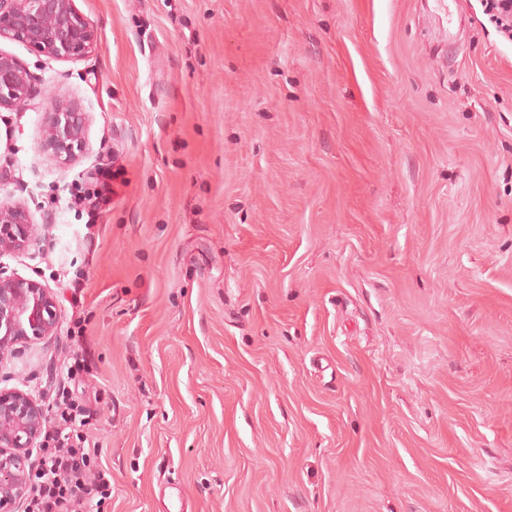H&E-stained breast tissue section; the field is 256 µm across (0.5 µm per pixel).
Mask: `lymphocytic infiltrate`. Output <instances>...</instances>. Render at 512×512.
I'll list each match as a JSON object with an SVG mask.
<instances>
[{"mask_svg": "<svg viewBox=\"0 0 512 512\" xmlns=\"http://www.w3.org/2000/svg\"><path fill=\"white\" fill-rule=\"evenodd\" d=\"M54 417L52 430L41 442L27 512H93L110 498L112 475L99 462V446L83 431L86 409L62 387Z\"/></svg>", "mask_w": 512, "mask_h": 512, "instance_id": "lymphocytic-infiltrate-1", "label": "lymphocytic infiltrate"}]
</instances>
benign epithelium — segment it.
<instances>
[{
  "label": "benign epithelium",
  "instance_id": "7a95c632",
  "mask_svg": "<svg viewBox=\"0 0 512 512\" xmlns=\"http://www.w3.org/2000/svg\"><path fill=\"white\" fill-rule=\"evenodd\" d=\"M16 41L38 56L80 60L97 43V26L74 0H0V40ZM35 78L17 57L0 52V110L19 111L32 99ZM88 115L74 100L51 103L43 148L62 163L86 149ZM35 228L20 204H0V254L29 247ZM59 323L48 289L20 276L0 275V358L15 344L54 335ZM38 399L0 389V512H14L30 481L27 456L46 427Z\"/></svg>",
  "mask_w": 512,
  "mask_h": 512
}]
</instances>
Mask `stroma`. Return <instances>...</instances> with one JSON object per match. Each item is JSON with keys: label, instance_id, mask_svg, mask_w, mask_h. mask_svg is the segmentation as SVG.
<instances>
[{"label": "stroma", "instance_id": "obj_1", "mask_svg": "<svg viewBox=\"0 0 512 512\" xmlns=\"http://www.w3.org/2000/svg\"><path fill=\"white\" fill-rule=\"evenodd\" d=\"M1 40L0 270L56 298L0 388L71 382L105 512H512V43L479 0H75ZM87 148L42 147L53 98ZM111 201L80 204L98 164ZM24 44L38 56L80 60L97 43V26L74 0H0V41ZM35 78L17 57L0 52V111H19L32 99ZM35 240L29 213L20 204H0V254L28 248Z\"/></svg>", "mask_w": 512, "mask_h": 512}]
</instances>
